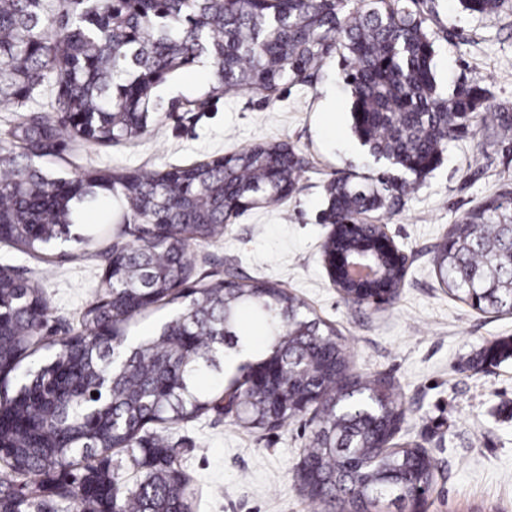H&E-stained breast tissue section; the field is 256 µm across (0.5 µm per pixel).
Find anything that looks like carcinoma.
I'll list each match as a JSON object with an SVG mask.
<instances>
[{
    "label": "carcinoma",
    "instance_id": "1",
    "mask_svg": "<svg viewBox=\"0 0 512 512\" xmlns=\"http://www.w3.org/2000/svg\"><path fill=\"white\" fill-rule=\"evenodd\" d=\"M431 0H0V105L30 98L53 74L57 118L32 111L0 138V228L7 242L37 252L70 235L99 191L120 189L128 214L183 194L174 226L155 241L116 242L99 300L81 330L59 339L33 328L50 308L40 291L0 267V512H32L69 503L78 512H194L198 490L176 449L151 424L172 425L212 411L248 429H273L315 407L317 424L297 479L322 512H400L429 493L436 466L406 443L376 448L372 426L401 423L405 411L390 384L349 374L336 330L297 296L265 281H222L187 294L191 243L224 227V197L272 203L283 197L270 172L293 190L303 168L297 150L265 141L229 159L172 171L88 170L54 176L34 163L56 157L65 138L110 145L143 135L158 109L155 89L181 66L204 59L211 92L244 88L270 97L302 82L338 54L351 96V130L387 171L365 182L337 179L327 188L333 224L387 208L388 192L419 185L442 163L458 126H469L491 93L463 81L445 95L434 57L447 32L431 28ZM472 16L498 14L512 0H459ZM448 289L485 312L512 313V192L489 197L452 225L434 256ZM406 270L376 284L397 296ZM176 315L130 341L124 325L160 302ZM248 310L268 343L253 365L272 378L249 381L231 366L250 352L240 327ZM50 352L36 368L25 361ZM512 359V338L491 343L477 362ZM220 380L205 387L200 379ZM98 396H93V393ZM137 467L125 487L112 454Z\"/></svg>",
    "mask_w": 512,
    "mask_h": 512
}]
</instances>
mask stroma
I'll list each match as a JSON object with an SVG mask.
<instances>
[{
	"label": "stroma",
	"instance_id": "obj_1",
	"mask_svg": "<svg viewBox=\"0 0 512 512\" xmlns=\"http://www.w3.org/2000/svg\"><path fill=\"white\" fill-rule=\"evenodd\" d=\"M432 26L451 35L437 49L441 88L483 81L491 92L489 116L449 144L442 164L414 192L364 215L365 223L383 225L409 258L405 285L391 304L346 302L323 263L331 230L324 220L327 184L383 169L351 133L339 57L326 59L312 82L286 83L269 98L247 89L208 96L209 72L189 63L157 87L161 108L141 138L110 146L70 142L44 166L69 176L93 168L150 173L260 141L296 147L305 166L281 205L248 209L214 239L191 243L194 281H267L335 327L352 375L380 377L393 387L406 411L398 440L424 448L436 465L424 512H512V360L480 371L469 367L482 347L512 337V314L463 303L434 263L452 224L512 187V143L504 142L492 117L499 105L512 103V11L478 17L463 12L458 0H434ZM98 206L99 217L78 226L86 243L47 245L46 252L59 257L56 264L0 242V266L42 290L57 338L80 331V315L103 277L107 245L135 239L115 196L101 192ZM105 214L111 223L102 222ZM314 427L308 413L272 430H249L212 412L169 426L166 434L184 469L203 486L195 512H320L295 478Z\"/></svg>",
	"mask_w": 512,
	"mask_h": 512
}]
</instances>
